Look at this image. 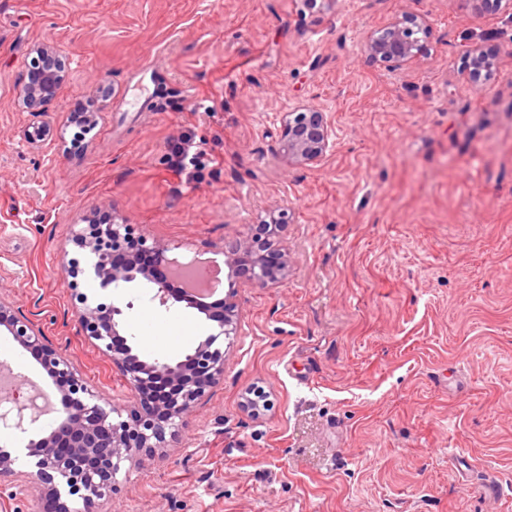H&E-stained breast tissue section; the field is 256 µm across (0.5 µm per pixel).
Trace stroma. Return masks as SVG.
I'll list each match as a JSON object with an SVG mask.
<instances>
[{"label":"stroma","instance_id":"1","mask_svg":"<svg viewBox=\"0 0 512 512\" xmlns=\"http://www.w3.org/2000/svg\"><path fill=\"white\" fill-rule=\"evenodd\" d=\"M425 15L424 49L397 69L363 51L393 18ZM494 57L466 70L470 45ZM65 79L38 110L17 93L39 46ZM209 111H196L199 101ZM326 113L315 165L277 156L281 116ZM95 112L81 138L72 112ZM194 131L213 164L187 185L166 143ZM287 280L238 291V335L219 339L224 382L179 440L126 461L108 512H512V13L458 0H0V294L36 321L90 388L132 393L80 332L78 295L112 296L71 234L125 220L175 243L178 262L218 253L269 212ZM128 285L122 330L140 356L191 353L183 319ZM52 396L0 328V362ZM264 390L266 409L244 398ZM0 427L12 473L0 512H40L29 440ZM495 477L499 489L483 484Z\"/></svg>","mask_w":512,"mask_h":512}]
</instances>
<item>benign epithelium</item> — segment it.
Here are the masks:
<instances>
[{
    "label": "benign epithelium",
    "mask_w": 512,
    "mask_h": 512,
    "mask_svg": "<svg viewBox=\"0 0 512 512\" xmlns=\"http://www.w3.org/2000/svg\"><path fill=\"white\" fill-rule=\"evenodd\" d=\"M473 16L481 15L491 4L512 11V0H459ZM430 32L427 18L404 15L371 34L364 45L373 60L404 66L421 55L423 45L411 36L414 31ZM41 69L28 76L19 90L22 104L40 108L52 101L65 79L64 63L54 48L43 46ZM470 75L479 79L491 71L493 62L478 45L470 46L467 54ZM279 154L286 162L308 165L323 158L332 144L333 128L324 113L312 106L300 112H286ZM284 224L272 222L269 239L252 233L223 250L227 267L228 292L224 300L208 303L179 293L171 282L156 279L132 254L114 260L129 240L127 225L87 224L72 236V241L87 251L92 263L90 271L103 290L118 289L126 283L143 280L153 285L149 301L165 310L177 302L195 306L207 319L217 323V332L200 341L193 352L176 362L142 359L133 353L128 338L122 334L118 316L123 309L117 305L104 307L88 304L81 297L82 307L75 312L76 322L86 337L120 370L135 397L133 405L118 410L109 406L101 395L89 389L80 369L66 354L45 343L42 329L34 321L19 316L12 303L0 295V326L5 327L24 349L40 355L44 370L64 381V399L58 426L36 442L27 444L28 455L35 458L36 476L47 485L50 504L55 509L61 496L57 484L67 494L80 499L81 512H103L106 498L112 495L121 464L146 455L177 440L179 429L206 392L224 378V349L215 346L220 336H236L239 313L234 301L237 289L252 284L273 287L288 277V252L275 247V239ZM137 245L153 253L164 266H174L170 257L173 247L160 242ZM164 377L171 392L157 401L150 399L148 389L153 381Z\"/></svg>",
    "instance_id": "7a95c632"
}]
</instances>
